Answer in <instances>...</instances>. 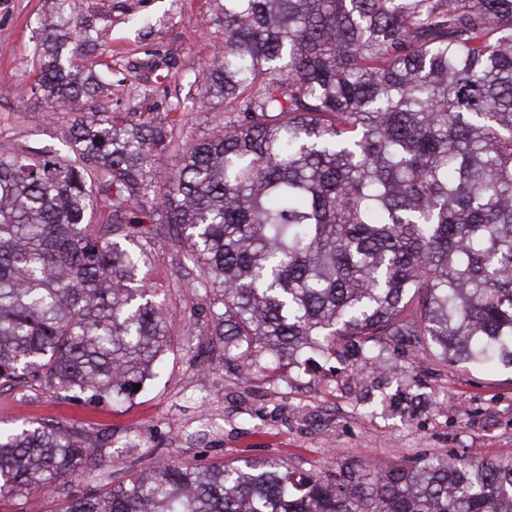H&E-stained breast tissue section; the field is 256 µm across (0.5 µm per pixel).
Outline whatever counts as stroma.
<instances>
[{
  "instance_id": "1",
  "label": "stroma",
  "mask_w": 512,
  "mask_h": 512,
  "mask_svg": "<svg viewBox=\"0 0 512 512\" xmlns=\"http://www.w3.org/2000/svg\"><path fill=\"white\" fill-rule=\"evenodd\" d=\"M213 10L214 0H0V152L65 150L69 111H41L34 90L46 25L63 17L100 31L80 49V64L123 82L102 104L160 113L179 140L211 133L225 118L223 102L203 98L199 84L224 41ZM157 232L152 278L178 331L204 302L180 284L166 225ZM395 358L413 364L415 390L429 400L413 419L383 401L395 379L354 378L327 362L309 373L286 368L275 386L263 373L245 377L225 364L223 338L206 331L187 343L175 338L158 375L118 402L69 396L32 379L0 381V428L39 421L107 439L106 470L117 482L160 461L276 457L294 470L332 473L366 462L415 466L434 456L512 458L511 372L466 370L415 353ZM56 487L0 503V512H56L88 492L89 479L75 473Z\"/></svg>"
}]
</instances>
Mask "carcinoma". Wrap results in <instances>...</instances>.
Masks as SVG:
<instances>
[{
    "instance_id": "cac0c4a2",
    "label": "carcinoma",
    "mask_w": 512,
    "mask_h": 512,
    "mask_svg": "<svg viewBox=\"0 0 512 512\" xmlns=\"http://www.w3.org/2000/svg\"><path fill=\"white\" fill-rule=\"evenodd\" d=\"M216 2L201 92L228 116L166 176L164 123L95 105L107 82L67 50L90 33L41 44L42 111H85L65 156L0 154V380L114 400L150 378L173 336L148 278L156 222L224 358L273 383L332 357L384 373L404 345L512 370V0ZM396 373L388 406L412 417V371ZM103 448L58 425L0 431V500L85 471L102 485L56 512H512L511 459L158 462L116 483Z\"/></svg>"
}]
</instances>
